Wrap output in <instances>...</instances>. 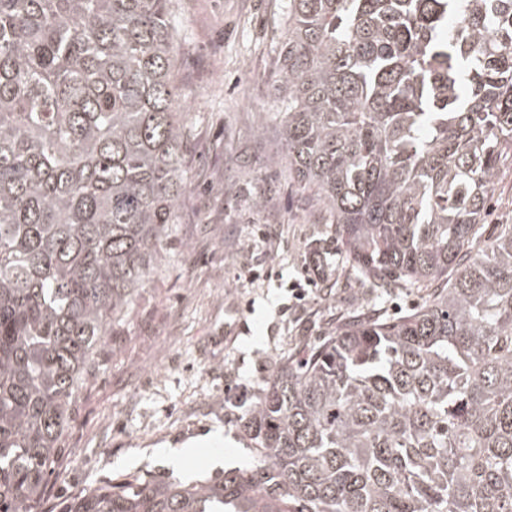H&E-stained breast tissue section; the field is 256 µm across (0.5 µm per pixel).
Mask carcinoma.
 <instances>
[{
	"label": "carcinoma",
	"instance_id": "carcinoma-1",
	"mask_svg": "<svg viewBox=\"0 0 512 512\" xmlns=\"http://www.w3.org/2000/svg\"><path fill=\"white\" fill-rule=\"evenodd\" d=\"M288 176L375 307L281 361L260 457L62 512H512V0H286ZM172 0H0V512H37L95 356L178 232ZM481 246L490 243L498 232L497 224H512V171H506L493 194L491 214L485 221ZM427 288L398 289L385 298L382 307L388 316H399L415 304L423 301L427 295Z\"/></svg>",
	"mask_w": 512,
	"mask_h": 512
}]
</instances>
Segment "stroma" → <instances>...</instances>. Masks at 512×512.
I'll use <instances>...</instances> for the list:
<instances>
[{"label":"stroma","instance_id":"obj_1","mask_svg":"<svg viewBox=\"0 0 512 512\" xmlns=\"http://www.w3.org/2000/svg\"><path fill=\"white\" fill-rule=\"evenodd\" d=\"M283 0H176L188 193L161 272L108 336L65 433L41 512L71 494L147 473L192 482L244 467L243 428L275 365L357 311L361 290L326 251L331 296L288 314L287 284L328 227L288 177L279 111ZM262 196L253 208V196ZM272 230L261 238L262 226ZM258 280H250V273ZM193 456H183L188 444Z\"/></svg>","mask_w":512,"mask_h":512}]
</instances>
